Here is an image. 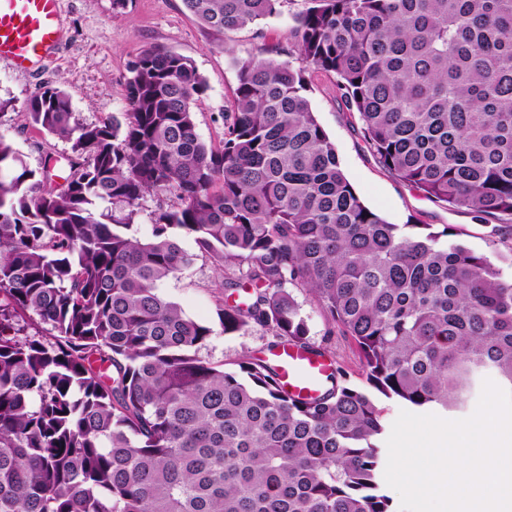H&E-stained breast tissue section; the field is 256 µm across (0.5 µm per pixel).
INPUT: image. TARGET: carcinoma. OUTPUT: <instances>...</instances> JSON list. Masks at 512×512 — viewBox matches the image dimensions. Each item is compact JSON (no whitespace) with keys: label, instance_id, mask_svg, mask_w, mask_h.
I'll return each mask as SVG.
<instances>
[{"label":"carcinoma","instance_id":"1","mask_svg":"<svg viewBox=\"0 0 512 512\" xmlns=\"http://www.w3.org/2000/svg\"><path fill=\"white\" fill-rule=\"evenodd\" d=\"M281 0H183L226 32ZM218 146L197 133L191 59L143 50L128 111L95 124L69 94L26 123L71 144L45 187L0 136V512H394L375 395L462 411L494 377L512 392V279L456 228L390 224L345 177L306 96L323 73L378 164L476 214L512 252V0H317L289 59L236 61ZM173 195L133 230L148 195ZM217 262L218 326L158 284ZM355 342L369 390L285 394L273 365L202 357L259 326L309 347L288 286Z\"/></svg>","mask_w":512,"mask_h":512}]
</instances>
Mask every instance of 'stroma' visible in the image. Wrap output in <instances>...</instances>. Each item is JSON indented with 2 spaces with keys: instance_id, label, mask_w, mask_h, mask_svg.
Segmentation results:
<instances>
[{
  "instance_id": "35a3bbf8",
  "label": "stroma",
  "mask_w": 512,
  "mask_h": 512,
  "mask_svg": "<svg viewBox=\"0 0 512 512\" xmlns=\"http://www.w3.org/2000/svg\"><path fill=\"white\" fill-rule=\"evenodd\" d=\"M311 0H283L278 15L258 24L224 33L202 27L184 8L182 0H127L123 10H114L112 0H61L62 40L56 54L41 67L16 69L0 61V99L9 106L0 114V135L8 139L29 168L41 167L45 157L57 159L51 186L67 176L70 144L64 139L27 125L23 113L29 99L46 86H60L70 96L74 112L83 123H96L127 110L125 79L130 63L139 53L161 46L189 57L206 85L195 107V122L201 139L219 145L223 113L233 111L237 87L236 60L266 57L277 52L287 59L294 48L297 16ZM308 98L312 110L336 148L341 169L359 198L392 224L413 221L441 229L456 226L458 243L488 254L491 261L512 277V252L488 244V229L462 209H452L427 199L422 193L395 180L374 159L361 133V125L346 110L332 77L315 73L309 77ZM194 261L159 285L161 293L180 305L185 315L216 323V305L222 296L215 264L200 256L193 237L182 239ZM301 314L307 320L312 346L324 349L351 386L363 389L367 382L355 343L333 333L315 303L302 290H294ZM275 339L262 328L246 333L215 337L203 350L205 359L225 368L246 356H266Z\"/></svg>"
}]
</instances>
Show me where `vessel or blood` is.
Here are the masks:
<instances>
[{"mask_svg":"<svg viewBox=\"0 0 512 512\" xmlns=\"http://www.w3.org/2000/svg\"><path fill=\"white\" fill-rule=\"evenodd\" d=\"M59 2L0 0V58L26 70L50 59L61 41ZM273 363L283 391L303 399L319 396L334 370L327 356L294 344L275 349Z\"/></svg>","mask_w":512,"mask_h":512,"instance_id":"b4317fda","label":"vessel or blood"}]
</instances>
